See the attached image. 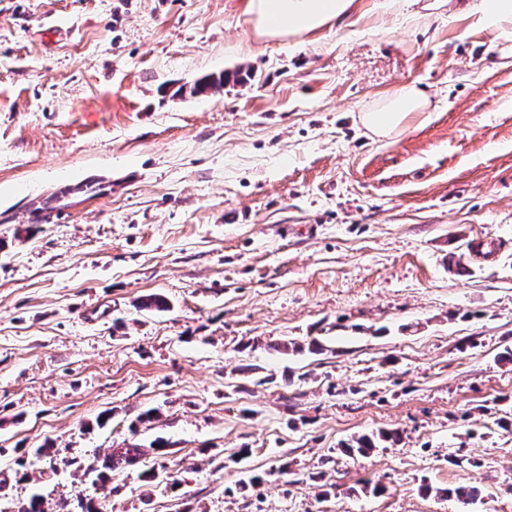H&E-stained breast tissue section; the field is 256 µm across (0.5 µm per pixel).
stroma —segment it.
<instances>
[{
	"instance_id": "35a3bbf8",
	"label": "stroma",
	"mask_w": 512,
	"mask_h": 512,
	"mask_svg": "<svg viewBox=\"0 0 512 512\" xmlns=\"http://www.w3.org/2000/svg\"><path fill=\"white\" fill-rule=\"evenodd\" d=\"M478 4L276 38L248 0H0V512H512V41ZM406 85L429 111L370 137ZM252 73L249 70H245L242 67L237 68L234 72H221L219 75H208L197 80L189 88V93L192 96L197 95H208L223 91L231 81L236 84L245 85L248 81L252 80ZM399 440V434L396 432H385L378 435H362L353 441V444L346 445L343 451L351 454H368L373 448H378L380 442L396 443Z\"/></svg>"
}]
</instances>
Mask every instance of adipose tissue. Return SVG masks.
Returning a JSON list of instances; mask_svg holds the SVG:
<instances>
[{"label": "adipose tissue", "instance_id": "ef3b65f1", "mask_svg": "<svg viewBox=\"0 0 512 512\" xmlns=\"http://www.w3.org/2000/svg\"><path fill=\"white\" fill-rule=\"evenodd\" d=\"M353 0H249L255 28L270 36H293L314 31L341 16ZM430 101L419 89L405 86L375 109L362 113L361 121L376 137L388 138L401 131L408 119L428 111Z\"/></svg>", "mask_w": 512, "mask_h": 512}]
</instances>
